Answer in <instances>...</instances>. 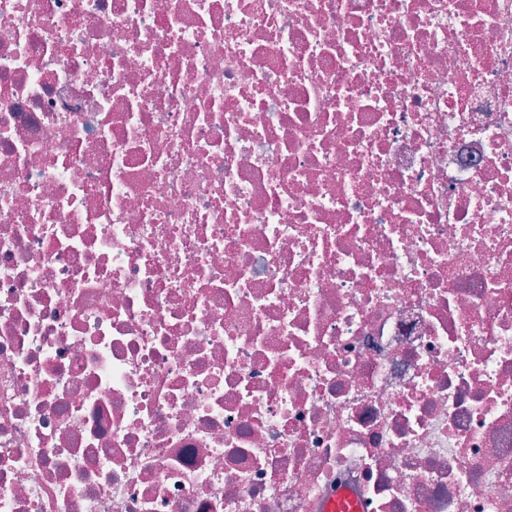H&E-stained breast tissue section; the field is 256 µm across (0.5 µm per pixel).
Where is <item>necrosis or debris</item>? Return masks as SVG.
Segmentation results:
<instances>
[{
	"mask_svg": "<svg viewBox=\"0 0 512 512\" xmlns=\"http://www.w3.org/2000/svg\"><path fill=\"white\" fill-rule=\"evenodd\" d=\"M512 512V0H0V512Z\"/></svg>",
	"mask_w": 512,
	"mask_h": 512,
	"instance_id": "necrosis-or-debris-1",
	"label": "necrosis or debris"
}]
</instances>
